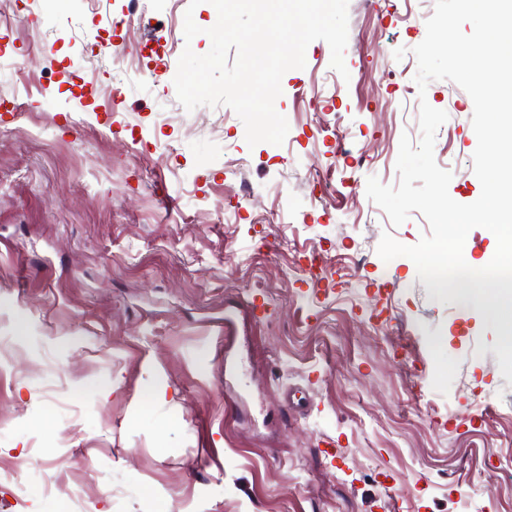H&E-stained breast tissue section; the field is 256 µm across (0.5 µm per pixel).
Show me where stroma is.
<instances>
[{
  "label": "stroma",
  "mask_w": 512,
  "mask_h": 512,
  "mask_svg": "<svg viewBox=\"0 0 512 512\" xmlns=\"http://www.w3.org/2000/svg\"><path fill=\"white\" fill-rule=\"evenodd\" d=\"M435 0H349V83L322 40L287 71L283 144L248 146L228 106L186 111L173 75L184 47L211 48L204 0H39L0 37L29 60L0 71V512H512V384L496 324L475 301L439 303L415 263L383 261V233L417 244L366 195L397 184L421 102L447 112L435 161L450 196L481 194L469 94L419 92L415 46ZM202 32L182 39L185 12ZM130 47L128 81L104 38ZM56 45L59 66L41 52ZM106 95L69 90L66 66ZM168 78L154 82L156 68ZM130 114L132 127L108 118ZM180 145L170 160L146 142ZM369 162L337 168V152ZM321 173L336 191L315 204ZM254 189L228 224L242 182ZM288 211V228L276 220ZM323 265L303 266L313 243ZM267 301L253 321L246 304ZM237 319L218 338L225 313ZM300 388L312 411L285 415ZM334 443L324 456L321 442ZM39 454L49 483L17 468Z\"/></svg>",
  "instance_id": "1"
}]
</instances>
